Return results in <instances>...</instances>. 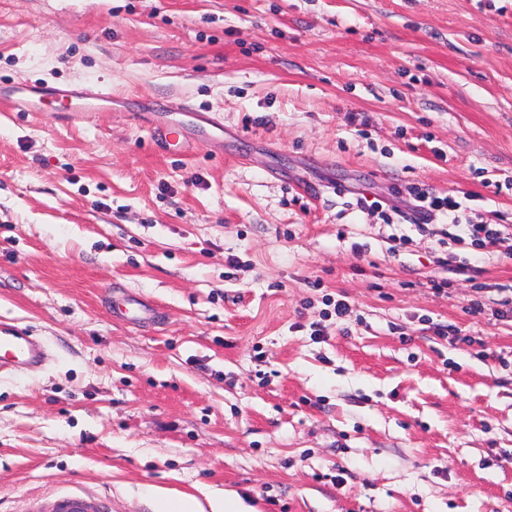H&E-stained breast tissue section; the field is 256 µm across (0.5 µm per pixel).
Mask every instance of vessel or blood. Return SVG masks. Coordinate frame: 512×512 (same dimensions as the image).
Here are the masks:
<instances>
[{
  "label": "vessel or blood",
  "mask_w": 512,
  "mask_h": 512,
  "mask_svg": "<svg viewBox=\"0 0 512 512\" xmlns=\"http://www.w3.org/2000/svg\"><path fill=\"white\" fill-rule=\"evenodd\" d=\"M109 99V94L104 91L80 86L33 90L18 82L0 89V110L29 112L38 117L45 110L47 101L54 100L63 103L68 122L88 123L93 121L99 103ZM151 135L157 141L180 145L184 142L185 130L163 119L154 125ZM46 348L45 341L27 329L0 322V368L39 366L44 360ZM48 512H108V509L101 499L67 492L51 500Z\"/></svg>",
  "instance_id": "vessel-or-blood-1"
}]
</instances>
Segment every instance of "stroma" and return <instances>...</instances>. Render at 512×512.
Wrapping results in <instances>:
<instances>
[{
	"label": "stroma",
	"instance_id": "stroma-1",
	"mask_svg": "<svg viewBox=\"0 0 512 512\" xmlns=\"http://www.w3.org/2000/svg\"><path fill=\"white\" fill-rule=\"evenodd\" d=\"M16 82L112 107L0 119V321L48 345L0 371V512H512V0H0ZM166 97L219 129L161 149ZM413 185L499 251L354 205ZM462 233L470 240L460 234H454L453 240L458 245L470 244L474 247L492 249L497 247L503 240V231L493 224H466ZM108 510L101 499L67 492L55 496L46 512H110Z\"/></svg>",
	"mask_w": 512,
	"mask_h": 512
}]
</instances>
